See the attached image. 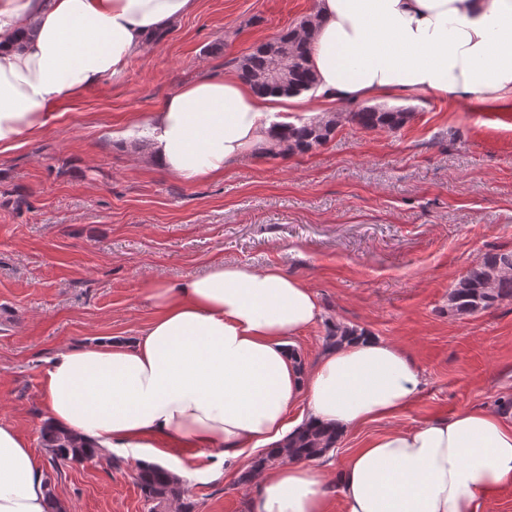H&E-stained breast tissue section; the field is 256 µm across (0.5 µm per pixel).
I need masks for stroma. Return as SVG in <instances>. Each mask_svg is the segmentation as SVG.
<instances>
[{
	"label": "stroma",
	"mask_w": 512,
	"mask_h": 512,
	"mask_svg": "<svg viewBox=\"0 0 512 512\" xmlns=\"http://www.w3.org/2000/svg\"><path fill=\"white\" fill-rule=\"evenodd\" d=\"M317 0H197L125 74L54 107L39 136L0 153V421L39 457L43 373L56 350L138 336L144 280L179 282L217 261L276 266L314 291L321 319L297 339L306 366L333 324L405 348L422 390L398 418L340 436L314 468L335 474L368 437L464 408L512 401V299L470 315L448 294L485 256L512 251V101L456 105L391 97L399 129L363 130L312 93L275 119L337 118L306 153H250L219 179L186 184L151 163L131 124L164 99L312 16ZM193 512H249L253 485L218 470L215 451L179 448ZM121 450L50 468L64 512H147Z\"/></svg>",
	"instance_id": "stroma-1"
}]
</instances>
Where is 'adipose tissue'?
<instances>
[{"instance_id": "obj_1", "label": "adipose tissue", "mask_w": 512, "mask_h": 512, "mask_svg": "<svg viewBox=\"0 0 512 512\" xmlns=\"http://www.w3.org/2000/svg\"><path fill=\"white\" fill-rule=\"evenodd\" d=\"M196 0H0V151L43 132L56 103L125 73ZM316 93L341 106L432 93L512 100V0H318ZM274 96L234 76L170 95L143 135L154 163L192 184L222 177L274 136ZM153 317L135 340L66 346L40 399L48 423L87 447L168 466L177 448L215 450L225 471L306 426L343 433L403 413L422 376L398 345L361 336L309 369L292 347L320 316L280 268L215 262L180 283L144 284ZM46 463L0 422V512H49ZM250 512H485L512 484V422L462 409L367 439L337 475L298 461L256 476Z\"/></svg>"}]
</instances>
